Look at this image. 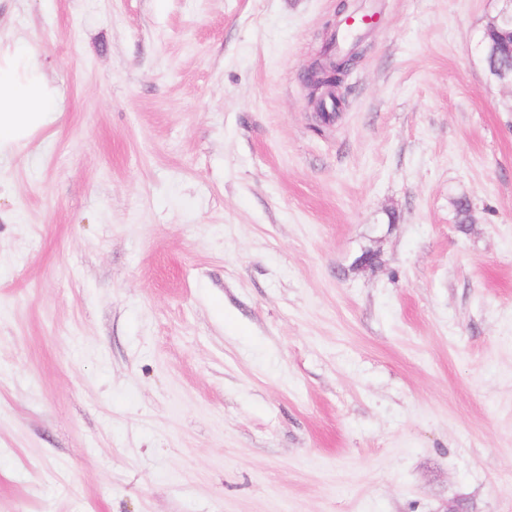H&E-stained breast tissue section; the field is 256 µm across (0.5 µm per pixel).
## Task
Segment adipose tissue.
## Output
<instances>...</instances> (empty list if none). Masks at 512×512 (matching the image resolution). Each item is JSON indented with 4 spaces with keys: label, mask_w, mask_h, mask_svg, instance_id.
<instances>
[{
    "label": "adipose tissue",
    "mask_w": 512,
    "mask_h": 512,
    "mask_svg": "<svg viewBox=\"0 0 512 512\" xmlns=\"http://www.w3.org/2000/svg\"><path fill=\"white\" fill-rule=\"evenodd\" d=\"M60 110L37 53L0 41V156L26 145Z\"/></svg>",
    "instance_id": "ef3b65f1"
}]
</instances>
